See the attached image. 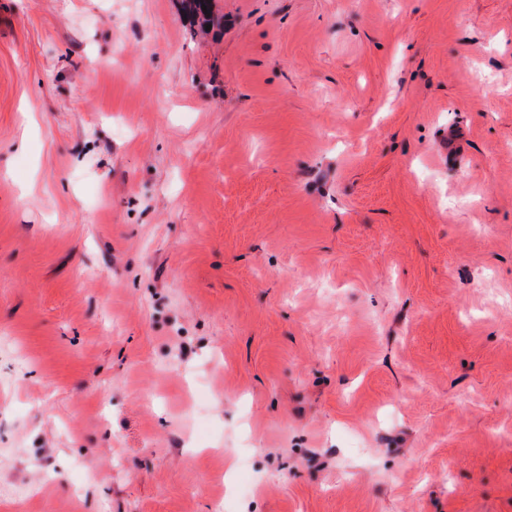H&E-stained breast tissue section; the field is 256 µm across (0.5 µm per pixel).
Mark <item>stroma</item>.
Masks as SVG:
<instances>
[{
	"mask_svg": "<svg viewBox=\"0 0 512 512\" xmlns=\"http://www.w3.org/2000/svg\"><path fill=\"white\" fill-rule=\"evenodd\" d=\"M0 0V512H512V0Z\"/></svg>",
	"mask_w": 512,
	"mask_h": 512,
	"instance_id": "1",
	"label": "stroma"
}]
</instances>
